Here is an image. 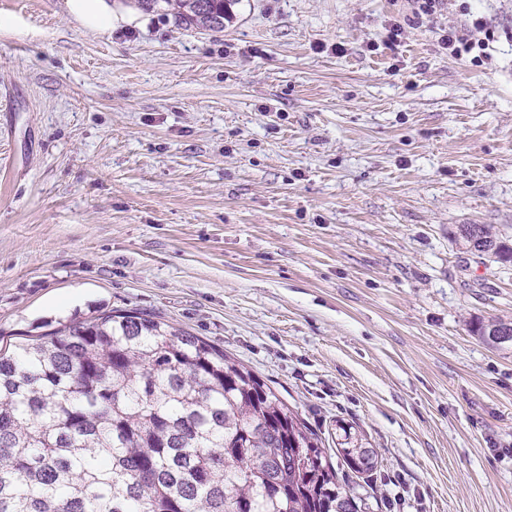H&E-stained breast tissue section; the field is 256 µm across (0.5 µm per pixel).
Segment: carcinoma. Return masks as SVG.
Returning <instances> with one entry per match:
<instances>
[{
  "mask_svg": "<svg viewBox=\"0 0 512 512\" xmlns=\"http://www.w3.org/2000/svg\"><path fill=\"white\" fill-rule=\"evenodd\" d=\"M231 0H138L222 29ZM512 241L484 224L473 231ZM322 437L259 376L159 315L112 310L0 352V512H367L378 452L336 420Z\"/></svg>",
  "mask_w": 512,
  "mask_h": 512,
  "instance_id": "carcinoma-1",
  "label": "carcinoma"
}]
</instances>
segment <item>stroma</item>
Masks as SVG:
<instances>
[{"label":"stroma","instance_id":"1","mask_svg":"<svg viewBox=\"0 0 512 512\" xmlns=\"http://www.w3.org/2000/svg\"><path fill=\"white\" fill-rule=\"evenodd\" d=\"M0 0V347L155 313L254 371L327 445L377 449L372 512H512V0L488 61L403 0H233L211 31ZM116 1L123 0H64L66 14L84 29L99 35L112 32ZM473 230H478L483 237L488 240H494L499 244V253L502 259L499 262L507 263L512 262V243L511 239L500 238L493 234L490 229L484 224H463L461 227L454 232L453 238L455 242L462 248L466 250V252H471L469 250V242L470 237L473 234Z\"/></svg>","mask_w":512,"mask_h":512}]
</instances>
